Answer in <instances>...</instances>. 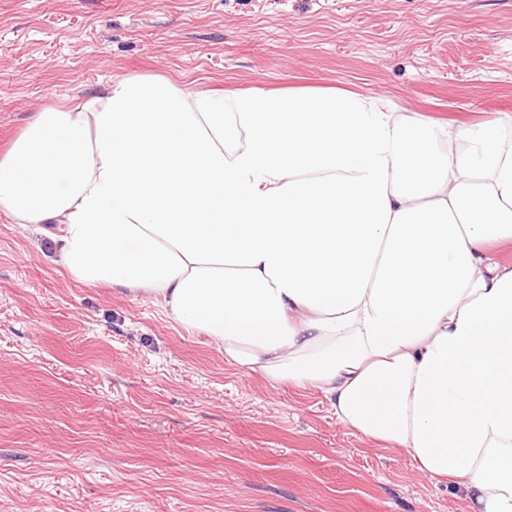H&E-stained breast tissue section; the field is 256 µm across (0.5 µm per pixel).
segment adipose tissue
Listing matches in <instances>:
<instances>
[{"instance_id":"adipose-tissue-1","label":"adipose tissue","mask_w":512,"mask_h":512,"mask_svg":"<svg viewBox=\"0 0 512 512\" xmlns=\"http://www.w3.org/2000/svg\"><path fill=\"white\" fill-rule=\"evenodd\" d=\"M0 213L74 280L154 301L237 370L512 512V115L469 128L333 89L126 76L35 113Z\"/></svg>"}]
</instances>
